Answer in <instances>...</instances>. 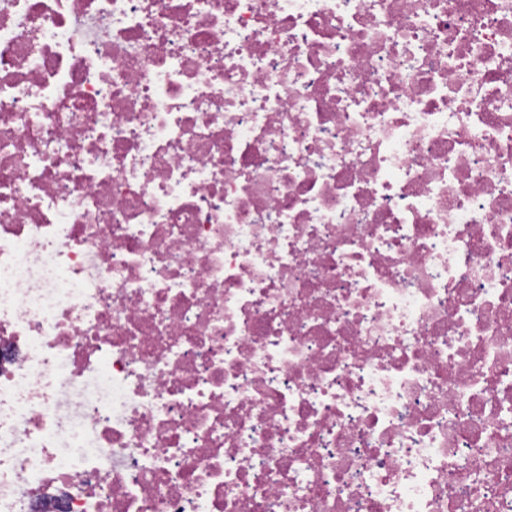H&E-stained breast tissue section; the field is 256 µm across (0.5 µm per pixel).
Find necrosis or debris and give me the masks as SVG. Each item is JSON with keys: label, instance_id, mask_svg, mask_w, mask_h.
Listing matches in <instances>:
<instances>
[{"label": "necrosis or debris", "instance_id": "1", "mask_svg": "<svg viewBox=\"0 0 512 512\" xmlns=\"http://www.w3.org/2000/svg\"><path fill=\"white\" fill-rule=\"evenodd\" d=\"M512 0H0V512H512Z\"/></svg>", "mask_w": 512, "mask_h": 512}]
</instances>
